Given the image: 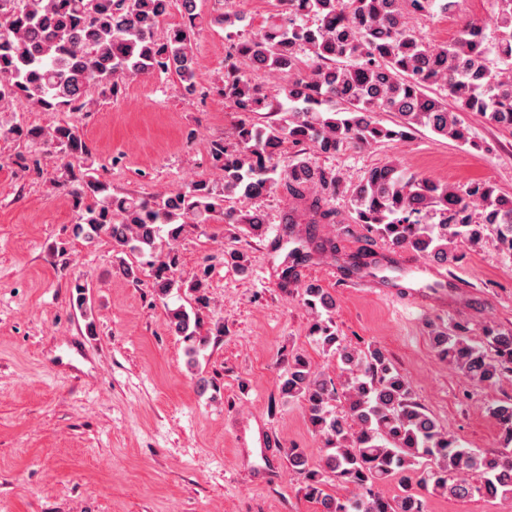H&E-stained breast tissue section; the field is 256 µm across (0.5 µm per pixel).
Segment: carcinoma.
I'll return each mask as SVG.
<instances>
[{
  "mask_svg": "<svg viewBox=\"0 0 512 512\" xmlns=\"http://www.w3.org/2000/svg\"><path fill=\"white\" fill-rule=\"evenodd\" d=\"M174 4L181 20L160 35ZM493 5L499 36L490 47L479 22L462 23L452 42L443 45L425 42L408 25L407 13H446L450 0H278L277 13L262 34L235 32L230 55L287 81L273 95L232 65L219 89L236 111L264 112L274 120L244 119L235 127L234 142H211L209 153L223 172L222 181L200 180L139 197L114 195L91 169L75 170L72 161L91 154L75 128H29L5 113L82 112L90 105V88L114 97L126 81L153 74L174 76L182 95L191 99L198 91L196 30L205 23L235 27L242 17L229 10L206 17L197 0H0V138L38 146L18 157L24 170L38 172L42 160L58 154L78 212L75 235L89 244L106 237L123 253L150 258L154 289L165 298L178 285L179 260L172 252L158 258L162 227L173 240L187 226L216 221L262 233L260 213L224 208L232 195L249 199L277 184L303 203L310 227L335 223V213L311 189L319 185L334 191L340 180L314 166L310 152L331 155L350 146L405 140L420 128L476 148L460 112H477L488 124L511 132L512 0H493ZM492 53L502 67L491 65ZM385 112L397 117L394 125L381 123ZM285 145L291 152L278 169L271 160ZM475 204L481 207L477 220ZM351 205L356 223L370 227L390 248L437 263L454 264L459 246H478L490 235L512 251V195L488 182L462 191L386 162L366 172L351 193ZM314 253L330 258L346 276L382 266L371 253H346L335 239L311 234L292 249L291 265L281 272L283 284H291L292 268ZM303 302L314 314L316 343L347 375L339 388L297 356L280 386L283 396L304 405L310 425L325 442L316 465L304 448L287 451L305 495L320 512H424L423 490L460 500L512 497L511 401L492 409L503 450L462 448L415 399L387 350L375 345L356 350L342 343L331 317H323L333 308L327 291L306 288ZM168 318L171 333L188 342L187 354L196 356L206 343L198 335V312L179 306L168 310ZM430 339L437 357L476 385H494L512 375L511 329L489 326L477 343L465 325L457 324L432 330ZM391 480L402 491L388 500L378 487ZM331 481L356 494L336 499L326 491Z\"/></svg>",
  "mask_w": 512,
  "mask_h": 512,
  "instance_id": "obj_1",
  "label": "carcinoma"
}]
</instances>
